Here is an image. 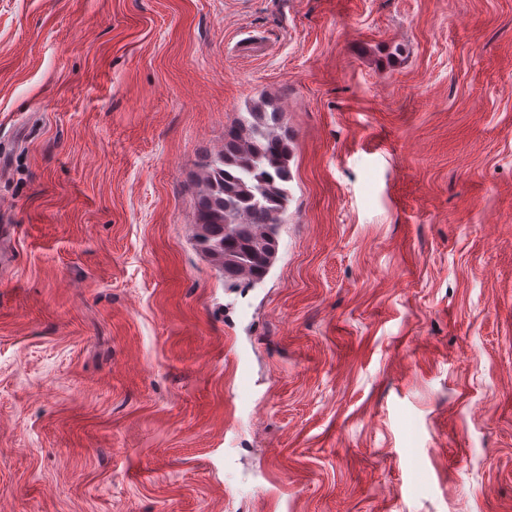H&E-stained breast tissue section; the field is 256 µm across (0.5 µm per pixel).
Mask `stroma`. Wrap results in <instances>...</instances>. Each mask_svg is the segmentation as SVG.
<instances>
[{"instance_id": "stroma-1", "label": "stroma", "mask_w": 512, "mask_h": 512, "mask_svg": "<svg viewBox=\"0 0 512 512\" xmlns=\"http://www.w3.org/2000/svg\"><path fill=\"white\" fill-rule=\"evenodd\" d=\"M263 100L231 290L197 174ZM0 512H512V0H0ZM247 113L224 132V149L200 176L196 203L197 243L235 288L253 287L273 266L292 178V136L280 112Z\"/></svg>"}]
</instances>
